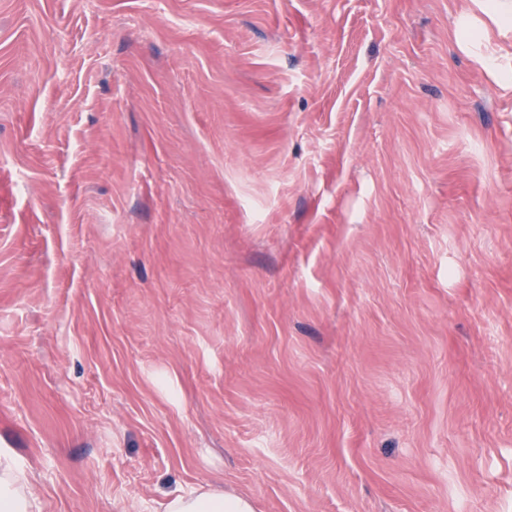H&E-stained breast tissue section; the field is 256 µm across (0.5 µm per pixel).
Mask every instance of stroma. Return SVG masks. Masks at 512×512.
<instances>
[{"label":"stroma","instance_id":"obj_1","mask_svg":"<svg viewBox=\"0 0 512 512\" xmlns=\"http://www.w3.org/2000/svg\"><path fill=\"white\" fill-rule=\"evenodd\" d=\"M507 73L479 0H0L39 512H512ZM163 512H255V509L246 498L208 490L175 494L165 502Z\"/></svg>","mask_w":512,"mask_h":512}]
</instances>
